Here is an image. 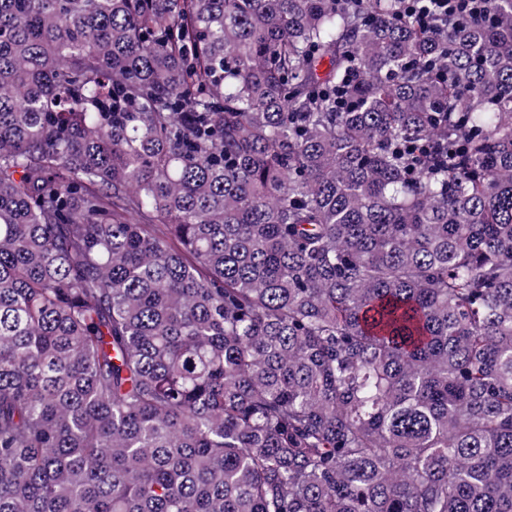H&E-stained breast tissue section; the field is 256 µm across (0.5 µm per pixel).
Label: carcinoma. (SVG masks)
<instances>
[{"label": "carcinoma", "instance_id": "cac0c4a2", "mask_svg": "<svg viewBox=\"0 0 512 512\" xmlns=\"http://www.w3.org/2000/svg\"><path fill=\"white\" fill-rule=\"evenodd\" d=\"M0 0V512H512V0ZM408 9L417 13L424 25L435 19L448 20L449 17L465 16L473 20L486 18L485 0H406Z\"/></svg>", "mask_w": 512, "mask_h": 512}]
</instances>
